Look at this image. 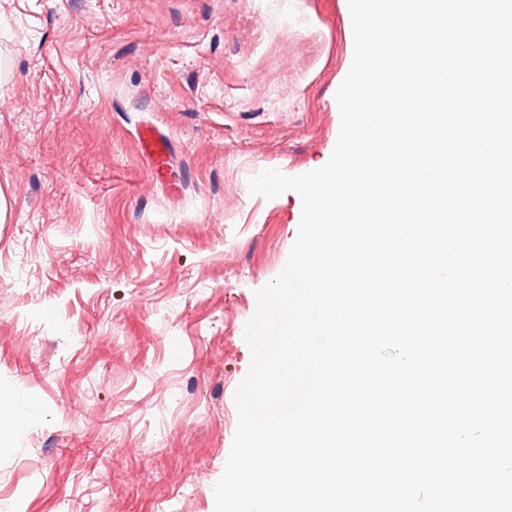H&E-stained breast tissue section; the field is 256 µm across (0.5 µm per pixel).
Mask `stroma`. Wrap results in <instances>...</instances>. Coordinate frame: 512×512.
Returning a JSON list of instances; mask_svg holds the SVG:
<instances>
[{
	"label": "stroma",
	"mask_w": 512,
	"mask_h": 512,
	"mask_svg": "<svg viewBox=\"0 0 512 512\" xmlns=\"http://www.w3.org/2000/svg\"><path fill=\"white\" fill-rule=\"evenodd\" d=\"M348 0H0V499L214 512L255 293L335 147ZM172 137L153 178L136 129Z\"/></svg>",
	"instance_id": "stroma-1"
}]
</instances>
